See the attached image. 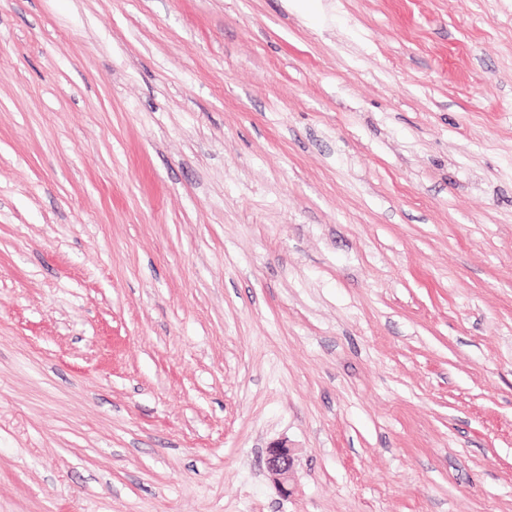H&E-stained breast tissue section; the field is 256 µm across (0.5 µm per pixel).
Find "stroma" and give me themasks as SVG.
Instances as JSON below:
<instances>
[{
  "label": "stroma",
  "mask_w": 512,
  "mask_h": 512,
  "mask_svg": "<svg viewBox=\"0 0 512 512\" xmlns=\"http://www.w3.org/2000/svg\"><path fill=\"white\" fill-rule=\"evenodd\" d=\"M0 512H512V0H0ZM294 456L286 445H274L267 449L265 464L273 478L288 479L294 468Z\"/></svg>",
  "instance_id": "1"
}]
</instances>
